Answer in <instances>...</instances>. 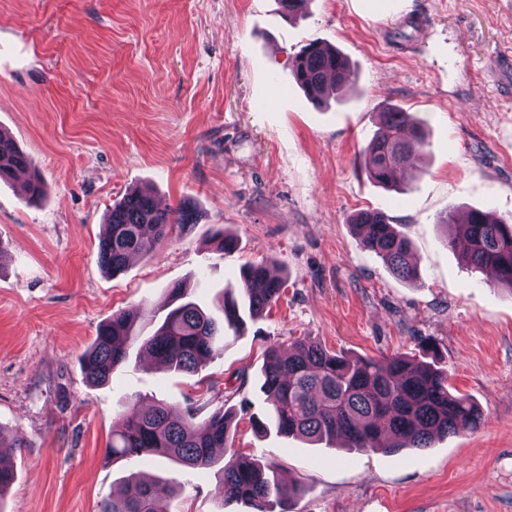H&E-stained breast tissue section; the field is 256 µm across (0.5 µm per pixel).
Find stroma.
I'll return each mask as SVG.
<instances>
[{
    "instance_id": "35a3bbf8",
    "label": "stroma",
    "mask_w": 512,
    "mask_h": 512,
    "mask_svg": "<svg viewBox=\"0 0 512 512\" xmlns=\"http://www.w3.org/2000/svg\"><path fill=\"white\" fill-rule=\"evenodd\" d=\"M319 40L352 83L311 104L292 57ZM391 103L428 121L398 190L372 183L362 147ZM0 131L46 196L0 181V432L27 445L0 512H98L130 475L173 477V512L222 506L218 467L106 455L132 397L233 415L232 447L300 484L294 512H512V290L467 268L443 217L512 214V0H0ZM140 187L194 202L198 224L107 276L106 216ZM384 213L421 278L396 277L349 224ZM225 230L232 252L212 237ZM277 260L284 293L198 373L165 371L131 345L104 385L82 357L113 312L146 305L150 335L180 283L219 313L249 264ZM298 339L381 360H434L484 413L474 430L390 455L258 432L264 351Z\"/></svg>"
}]
</instances>
